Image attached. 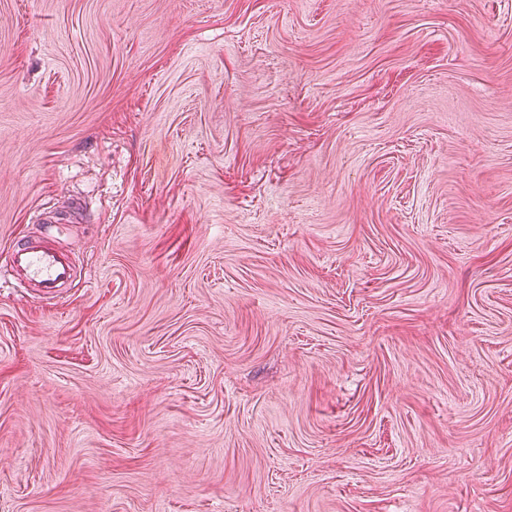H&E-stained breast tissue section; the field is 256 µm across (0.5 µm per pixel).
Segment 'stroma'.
Segmentation results:
<instances>
[{
    "mask_svg": "<svg viewBox=\"0 0 512 512\" xmlns=\"http://www.w3.org/2000/svg\"><path fill=\"white\" fill-rule=\"evenodd\" d=\"M22 236L0 512H512V0H0ZM10 271L22 288L53 299L76 285L77 272L68 256L44 240H17L10 248Z\"/></svg>",
    "mask_w": 512,
    "mask_h": 512,
    "instance_id": "1",
    "label": "stroma"
}]
</instances>
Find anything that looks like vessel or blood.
Wrapping results in <instances>:
<instances>
[{
	"label": "vessel or blood",
	"mask_w": 512,
	"mask_h": 512,
	"mask_svg": "<svg viewBox=\"0 0 512 512\" xmlns=\"http://www.w3.org/2000/svg\"><path fill=\"white\" fill-rule=\"evenodd\" d=\"M10 270L19 284L39 297L53 299L76 282L77 272L68 256L43 240H18L10 248Z\"/></svg>",
	"instance_id": "1"
}]
</instances>
